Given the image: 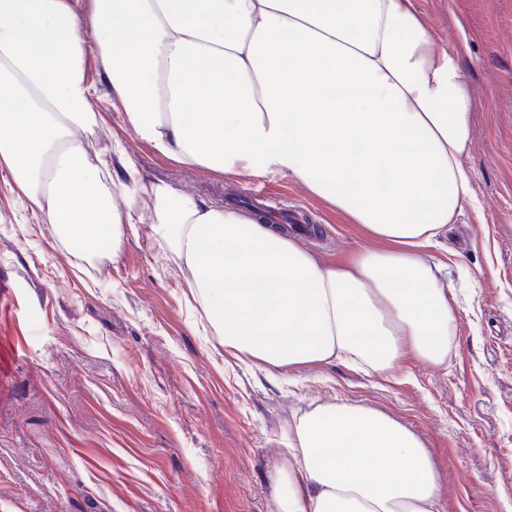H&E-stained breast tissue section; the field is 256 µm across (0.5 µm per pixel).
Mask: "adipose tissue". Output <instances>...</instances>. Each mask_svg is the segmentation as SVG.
<instances>
[{"instance_id":"1","label":"adipose tissue","mask_w":512,"mask_h":512,"mask_svg":"<svg viewBox=\"0 0 512 512\" xmlns=\"http://www.w3.org/2000/svg\"><path fill=\"white\" fill-rule=\"evenodd\" d=\"M92 59L162 156L292 178L379 249L336 264L167 183L128 187L133 164L117 174L72 139L103 118ZM475 108L417 0H0V169L85 256L150 211L225 352L265 369L384 371L408 349L447 361L454 308L434 253L474 201ZM288 445L276 512H444L428 450L381 411L316 406Z\"/></svg>"}]
</instances>
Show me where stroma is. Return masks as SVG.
Segmentation results:
<instances>
[{
  "instance_id": "obj_1",
  "label": "stroma",
  "mask_w": 512,
  "mask_h": 512,
  "mask_svg": "<svg viewBox=\"0 0 512 512\" xmlns=\"http://www.w3.org/2000/svg\"><path fill=\"white\" fill-rule=\"evenodd\" d=\"M437 46L460 51L477 104L481 214L448 227L458 302L445 364L403 354L365 374L336 363L275 377L226 354L148 216L84 259L0 170V512H276L288 425L319 404L381 410L426 443L445 512H512V0H418ZM93 146L120 143L141 179L221 206L273 189L302 207L329 261L374 247L288 177L227 178L164 158L104 109Z\"/></svg>"
}]
</instances>
